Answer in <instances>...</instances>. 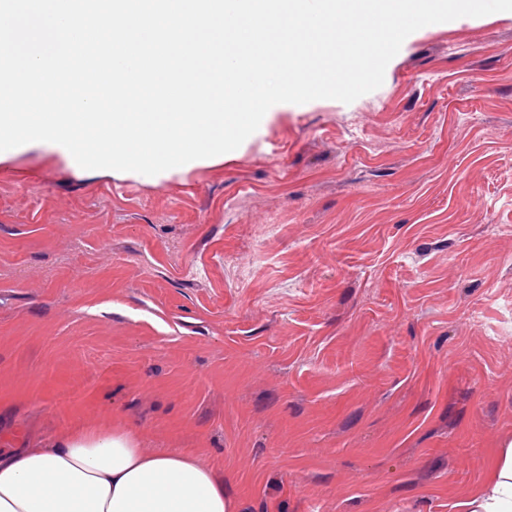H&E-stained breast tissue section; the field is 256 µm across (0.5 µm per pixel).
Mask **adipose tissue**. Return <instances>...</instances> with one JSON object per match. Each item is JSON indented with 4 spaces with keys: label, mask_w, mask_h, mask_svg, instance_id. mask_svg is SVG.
Returning <instances> with one entry per match:
<instances>
[{
    "label": "adipose tissue",
    "mask_w": 512,
    "mask_h": 512,
    "mask_svg": "<svg viewBox=\"0 0 512 512\" xmlns=\"http://www.w3.org/2000/svg\"><path fill=\"white\" fill-rule=\"evenodd\" d=\"M0 512H228L224 481L200 457L148 453L129 434L71 433L0 451ZM469 512H512V443Z\"/></svg>",
    "instance_id": "1"
}]
</instances>
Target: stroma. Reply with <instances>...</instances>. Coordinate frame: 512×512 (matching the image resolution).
<instances>
[{
	"label": "stroma",
	"mask_w": 512,
	"mask_h": 512,
	"mask_svg": "<svg viewBox=\"0 0 512 512\" xmlns=\"http://www.w3.org/2000/svg\"><path fill=\"white\" fill-rule=\"evenodd\" d=\"M113 426L231 512H467L512 441V13L153 182L0 162V449Z\"/></svg>",
	"instance_id": "35a3bbf8"
}]
</instances>
